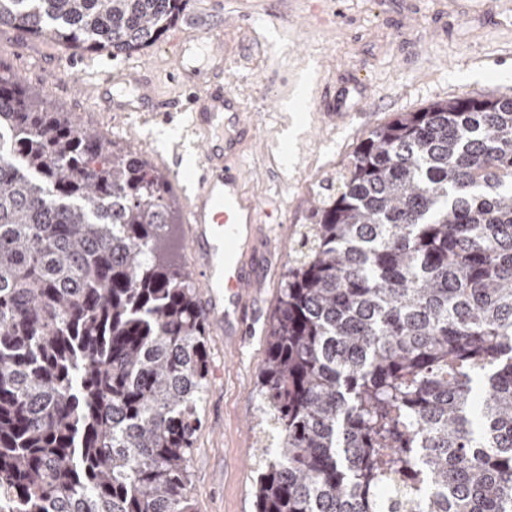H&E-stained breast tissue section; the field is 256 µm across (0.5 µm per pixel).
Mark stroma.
Listing matches in <instances>:
<instances>
[{
  "label": "stroma",
  "mask_w": 512,
  "mask_h": 512,
  "mask_svg": "<svg viewBox=\"0 0 512 512\" xmlns=\"http://www.w3.org/2000/svg\"><path fill=\"white\" fill-rule=\"evenodd\" d=\"M496 23L476 14L432 28L447 18L448 0H188L181 20L156 44L130 55L81 54L48 36H31L0 25V66L20 83L45 88L48 104L74 112L105 142L131 148L171 182L177 202L191 190L192 174L178 170L172 152L195 156L187 115L152 112L131 116L99 111L75 71L117 73L155 69L159 91L178 93L169 56L187 20L222 23L228 39L224 63L239 76L233 88L258 127L254 146L239 164L246 189L261 205L279 203V223L258 225L245 257L258 273L247 296L249 324L230 340L208 330V388L201 402L202 426L190 457L189 495L196 512H255L258 452L252 425L258 414V382L266 361V331L288 268V252L323 188L345 166L356 145L397 113L413 112L455 96H512V14L486 0ZM361 73L371 98L368 117L340 127L307 112L284 166L281 136L290 121L274 98L288 86L317 75Z\"/></svg>",
  "instance_id": "stroma-1"
}]
</instances>
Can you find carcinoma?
<instances>
[{"mask_svg": "<svg viewBox=\"0 0 512 512\" xmlns=\"http://www.w3.org/2000/svg\"><path fill=\"white\" fill-rule=\"evenodd\" d=\"M187 0H0L88 53ZM288 254L257 512H512V97L373 129ZM168 178L0 71V512H194L206 318Z\"/></svg>", "mask_w": 512, "mask_h": 512, "instance_id": "obj_1", "label": "carcinoma"}]
</instances>
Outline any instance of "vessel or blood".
Here are the masks:
<instances>
[{"instance_id":"1","label":"vessel or blood","mask_w":512,"mask_h":512,"mask_svg":"<svg viewBox=\"0 0 512 512\" xmlns=\"http://www.w3.org/2000/svg\"><path fill=\"white\" fill-rule=\"evenodd\" d=\"M224 28L210 24L179 38L170 64L187 99L156 94V74L143 67L111 79L89 81L77 71L75 84L94 90L107 112L167 113L189 104L197 136L196 184L186 199L190 234L210 290L205 314L212 324L246 323L242 304L254 277L242 260L244 248L264 212L244 187L237 161L256 136L241 97L229 88L224 65Z\"/></svg>"}]
</instances>
